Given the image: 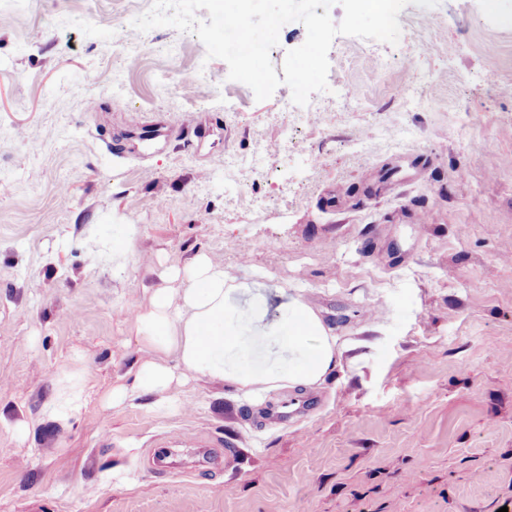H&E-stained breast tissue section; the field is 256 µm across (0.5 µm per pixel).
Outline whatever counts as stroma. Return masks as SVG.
<instances>
[{"instance_id":"1","label":"stroma","mask_w":512,"mask_h":512,"mask_svg":"<svg viewBox=\"0 0 512 512\" xmlns=\"http://www.w3.org/2000/svg\"><path fill=\"white\" fill-rule=\"evenodd\" d=\"M152 4L0 0V512H512V0L336 36L299 121ZM198 254L301 290L340 367L140 394L135 316Z\"/></svg>"}]
</instances>
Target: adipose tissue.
Returning a JSON list of instances; mask_svg holds the SVG:
<instances>
[{
    "instance_id": "ef3b65f1",
    "label": "adipose tissue",
    "mask_w": 512,
    "mask_h": 512,
    "mask_svg": "<svg viewBox=\"0 0 512 512\" xmlns=\"http://www.w3.org/2000/svg\"><path fill=\"white\" fill-rule=\"evenodd\" d=\"M177 295L155 290L136 317L154 352L139 387L168 389L179 379L226 381L247 394L320 386L337 364L336 339L301 296L264 281H241L223 264L196 256Z\"/></svg>"
}]
</instances>
